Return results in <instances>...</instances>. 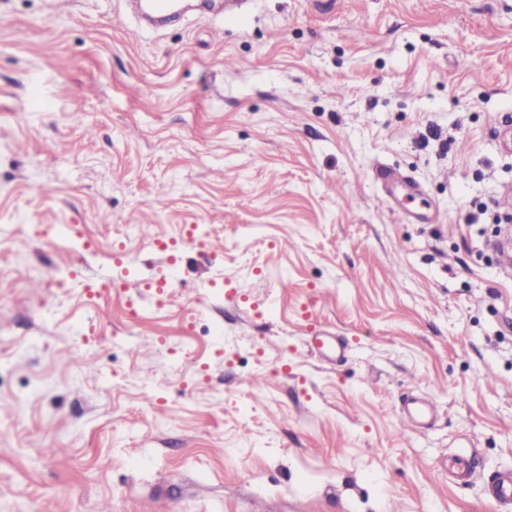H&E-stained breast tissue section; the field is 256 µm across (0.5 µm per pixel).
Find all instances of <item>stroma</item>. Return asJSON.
I'll return each mask as SVG.
<instances>
[{
    "mask_svg": "<svg viewBox=\"0 0 512 512\" xmlns=\"http://www.w3.org/2000/svg\"><path fill=\"white\" fill-rule=\"evenodd\" d=\"M501 219L512 0H0V512H501Z\"/></svg>",
    "mask_w": 512,
    "mask_h": 512,
    "instance_id": "1",
    "label": "stroma"
}]
</instances>
